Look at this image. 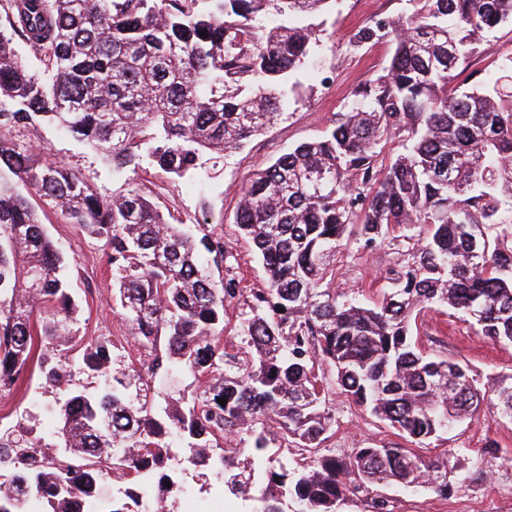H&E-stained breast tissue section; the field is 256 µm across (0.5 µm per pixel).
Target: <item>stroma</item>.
Masks as SVG:
<instances>
[{
    "instance_id": "1",
    "label": "stroma",
    "mask_w": 512,
    "mask_h": 512,
    "mask_svg": "<svg viewBox=\"0 0 512 512\" xmlns=\"http://www.w3.org/2000/svg\"><path fill=\"white\" fill-rule=\"evenodd\" d=\"M406 0H335L332 8L306 20L318 36L306 65L297 72L295 92L286 97L281 120L235 151L208 152L200 159V178L176 180L158 166L142 163L134 175L136 183L150 190L167 218L189 233L204 225L219 226L229 253L226 265L210 266L214 280L227 270L241 277L244 290L266 284L264 270L255 259L250 243L241 238L235 224L238 196L251 174L294 145L319 137L336 112L346 105L354 86L385 66L389 48L378 44L356 47L350 42L356 29L371 20L404 12ZM27 142L51 160L66 164L88 177L105 195L119 190L121 178L110 164L54 126L43 124L27 132ZM42 219L51 238L66 257L72 274L74 295L82 309L71 325L73 336L91 340L107 336L115 341L113 365L120 370L148 365V350L140 348L130 334L112 300V269L99 240L77 225L65 223L48 203L40 205ZM399 260L396 247L381 245L359 249L350 242L336 254L331 267L333 286L345 296L381 298L385 274ZM417 341L432 358H452L472 370L480 387L494 391L512 383V344L500 343L475 332L461 315L428 311L417 320ZM65 371L62 381L45 386L38 374L25 373L17 384L0 391V429H25L53 440L55 427L48 410L73 388L96 390L101 380L83 373L75 353L65 348L47 351ZM317 375L329 392V406L336 425L323 443L325 454L348 457L353 449L369 443H396V430L354 405L334 387L331 369L320 365ZM496 440V456L484 455L487 440ZM428 459L448 457L454 468L448 479L447 496L424 491L412 493L398 486L383 487L392 512H512V420L495 408L483 405L478 417L458 423L438 440L420 446ZM178 488L167 503L169 512H250L251 502L222 496L220 477L209 472L198 476L187 470L177 477Z\"/></svg>"
}]
</instances>
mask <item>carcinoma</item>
<instances>
[{"mask_svg":"<svg viewBox=\"0 0 512 512\" xmlns=\"http://www.w3.org/2000/svg\"><path fill=\"white\" fill-rule=\"evenodd\" d=\"M332 2L0 0V388L34 363L44 384L59 381L36 337L73 345L70 268L34 194L103 242L113 300L154 352L151 374L183 369L205 381L160 405L142 374L111 371L110 341L79 344L81 369L105 387L74 390L52 411L62 452L0 431V512L33 502L38 512H98L110 477L122 480L111 512H145L151 493L156 512H170L173 476L189 465L220 475L224 493L255 502L251 512H339L350 493L391 512L376 493L390 484L448 494L446 458L385 444L345 460L319 455L336 424L315 373L323 362L343 394L414 445L489 399L512 419V384L491 399L466 365L413 341L421 312L437 306L512 343V52L478 80L468 72L480 37L512 24V0H406L405 12L353 33L355 46L390 44L385 66L322 136L252 173L239 200L235 223L266 272L241 313L240 357L223 343L240 281L216 283L206 270L226 258L222 235L184 233L130 178L104 195L18 143L52 124L118 176L149 161L197 178L205 152L237 150L281 117L282 90L315 40L294 19ZM16 40L40 68L14 52ZM353 235L366 248L412 242L377 302L330 287L329 258ZM36 312L51 317L35 323ZM230 431L253 438L244 464L224 448ZM273 434L315 464L274 458Z\"/></svg>","mask_w":512,"mask_h":512,"instance_id":"cac0c4a2","label":"carcinoma"}]
</instances>
